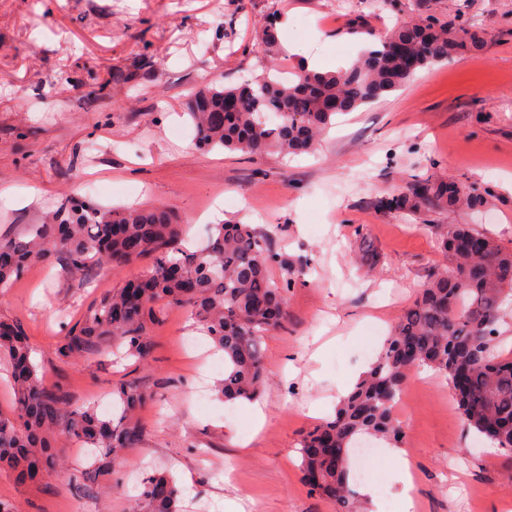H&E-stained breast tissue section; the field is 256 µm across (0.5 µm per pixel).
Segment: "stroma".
Segmentation results:
<instances>
[{
    "label": "stroma",
    "mask_w": 512,
    "mask_h": 512,
    "mask_svg": "<svg viewBox=\"0 0 512 512\" xmlns=\"http://www.w3.org/2000/svg\"><path fill=\"white\" fill-rule=\"evenodd\" d=\"M380 2L0 0V238L64 197L145 203L174 213L202 246L211 225H254L302 270L285 294L284 327L263 341L267 387L258 402L235 403L231 418L217 393L206 406L195 401L196 342L183 309L161 314L146 361L54 356L93 301L142 276L146 263L74 276L60 256L0 289V319L23 322L35 364L72 405L110 415L112 388L125 379L151 397L137 415L142 440L112 459L106 495L83 479L79 444L62 435L63 467L36 485L0 471V499L21 512H127L142 478L165 468L187 512H224L228 499L242 512H336L303 481L298 442L333 416L442 263L435 225L469 224L512 250V0H436L443 14L491 25L483 50L338 115L308 155L200 150L184 98L210 80L259 72L253 48L274 20L284 46L309 45L326 70L346 65L364 48L354 19L380 33L414 13V0L398 14ZM118 69L133 82L113 83ZM61 71L66 81L54 82ZM426 174L487 188L488 215L437 207L423 224L381 207ZM407 384L400 450L414 487L405 491L385 451L356 488H369L380 512H404L408 494L416 512H512V454L467 427L440 374L427 368ZM257 405L267 414L261 425Z\"/></svg>",
    "instance_id": "1"
}]
</instances>
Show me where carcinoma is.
<instances>
[{
  "mask_svg": "<svg viewBox=\"0 0 512 512\" xmlns=\"http://www.w3.org/2000/svg\"><path fill=\"white\" fill-rule=\"evenodd\" d=\"M416 20H399L380 42L348 68L314 71L300 65L285 76L273 63L285 55L275 23L262 31L254 52L262 72L226 86L212 80L185 99L195 144L201 150L280 154L312 150L336 114L375 103L408 84L417 71L474 54L485 33L463 14L446 16L432 0H415ZM490 203L476 187L440 176H417L383 207L424 220L435 207L475 209ZM445 264L436 269L397 322L369 369L336 406L335 416L307 431L299 454L311 490L333 499L339 512H358L348 478L349 458L364 437L398 442L394 404L411 372L429 367L453 386L468 428L512 452V350L503 347V316L512 311V251L466 224L437 227ZM61 254L70 273L95 265L119 272L148 260L139 279L103 294L55 349L63 360L112 346L147 359L151 329L168 307L185 310L224 357L216 390L225 400H254L267 386L265 333L287 318L285 291L301 270L277 252L267 234L226 221L210 228L202 250L184 244L183 227L159 206L102 207L70 197L43 223L28 224L0 242V285ZM278 266L280 280L269 271ZM0 358L10 367L12 415L0 414V470L21 483L42 481L53 464L61 429L91 448L97 477L111 475L110 460L136 447V418L148 396L130 379L117 384L112 417L92 405L73 409L66 394L47 383L31 360L21 321L0 320ZM182 490L165 472L142 483L129 512H179Z\"/></svg>",
  "mask_w": 512,
  "mask_h": 512,
  "instance_id": "1",
  "label": "carcinoma"
}]
</instances>
